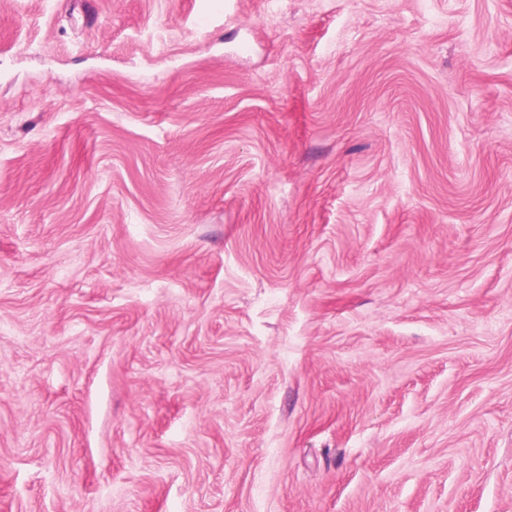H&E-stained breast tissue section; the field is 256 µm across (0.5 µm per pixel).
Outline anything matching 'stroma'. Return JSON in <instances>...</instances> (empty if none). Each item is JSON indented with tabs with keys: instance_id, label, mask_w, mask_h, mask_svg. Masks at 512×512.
I'll list each match as a JSON object with an SVG mask.
<instances>
[{
	"instance_id": "35a3bbf8",
	"label": "stroma",
	"mask_w": 512,
	"mask_h": 512,
	"mask_svg": "<svg viewBox=\"0 0 512 512\" xmlns=\"http://www.w3.org/2000/svg\"><path fill=\"white\" fill-rule=\"evenodd\" d=\"M0 512H512V0H0Z\"/></svg>"
}]
</instances>
